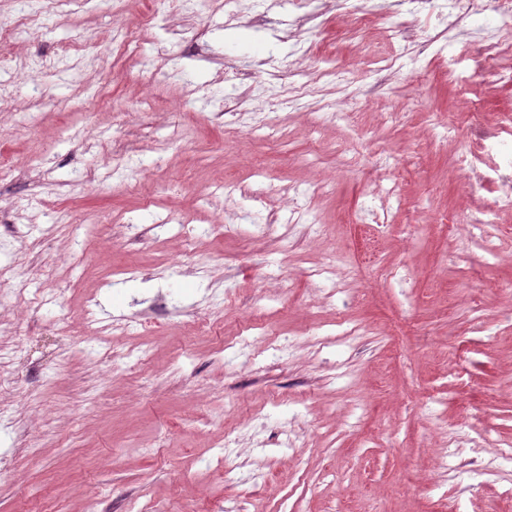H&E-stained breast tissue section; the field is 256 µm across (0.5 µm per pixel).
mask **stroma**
<instances>
[{
    "label": "stroma",
    "mask_w": 512,
    "mask_h": 512,
    "mask_svg": "<svg viewBox=\"0 0 512 512\" xmlns=\"http://www.w3.org/2000/svg\"><path fill=\"white\" fill-rule=\"evenodd\" d=\"M52 2L30 0L27 77L0 67L24 106L0 112V206L27 231L0 250V317L20 288L58 299L18 340L26 424L0 430V453L19 450L0 512H85L95 496L103 512H512V463L489 464L512 443V209L494 204V157L475 159L481 181L456 164L475 127L512 114V53L474 66L473 23L446 37L444 13L399 0H311L300 22L236 0L230 23L216 0H74L63 24ZM354 4L376 23L355 27ZM118 11L152 16L136 60L113 48ZM419 30L439 36L422 55ZM72 41L90 48L81 63L41 68ZM228 67L266 128L212 120ZM293 210L289 246L249 228ZM169 215L193 251L176 231L113 237ZM215 222L235 230L197 236ZM199 253L222 302L182 270ZM160 295L170 315L114 337L115 368L89 356L86 297L112 318Z\"/></svg>",
    "instance_id": "35a3bbf8"
}]
</instances>
